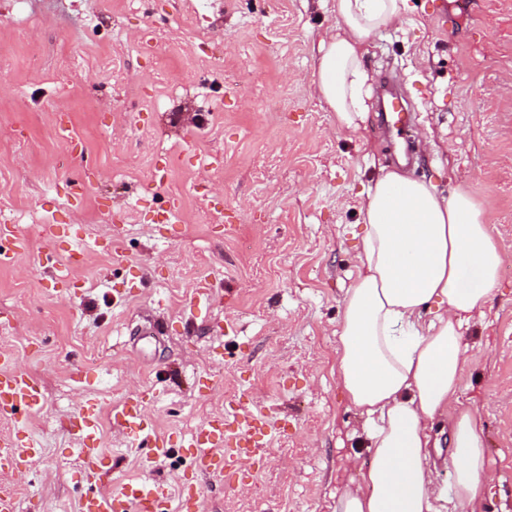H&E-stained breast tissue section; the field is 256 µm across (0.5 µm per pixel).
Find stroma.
I'll return each mask as SVG.
<instances>
[{"mask_svg":"<svg viewBox=\"0 0 512 512\" xmlns=\"http://www.w3.org/2000/svg\"><path fill=\"white\" fill-rule=\"evenodd\" d=\"M410 5L366 47L367 118L348 131L314 86L336 0H0V244L26 242L0 266V354L44 397L0 419L40 450L0 473L18 512H80L89 491L149 476L166 512L183 481L202 512H336L371 462L336 383L357 213L404 145L406 174L446 197L468 186L506 257L462 329V399L498 471L483 512H512V0ZM388 85L400 135L381 128ZM135 393L166 456L112 427ZM89 399L109 467L95 485L75 430ZM247 414L267 423L253 459L195 475L200 426Z\"/></svg>","mask_w":512,"mask_h":512,"instance_id":"35a3bbf8","label":"stroma"}]
</instances>
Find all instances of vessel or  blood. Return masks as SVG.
Wrapping results in <instances>:
<instances>
[{
	"label": "vessel or blood",
	"mask_w": 512,
	"mask_h": 512,
	"mask_svg": "<svg viewBox=\"0 0 512 512\" xmlns=\"http://www.w3.org/2000/svg\"><path fill=\"white\" fill-rule=\"evenodd\" d=\"M42 394L37 383L25 373L13 370L8 358L0 357V418L14 417L19 410L40 409ZM78 432L82 453L87 462V475L101 481L104 470L100 465L96 445L99 412L94 403H85L78 416ZM114 428L133 436L139 444L153 448L157 456L167 454L170 443L153 429L139 400L131 398L112 411ZM260 431L258 418L245 420L238 430H231L223 417L209 419L199 429L194 444V464L197 472L209 477L223 476L226 469L240 465L255 435ZM35 453L31 445L16 438L0 436V468L26 462ZM169 496L165 482L148 477L134 485H124L111 493L85 499L81 512H162Z\"/></svg>",
	"instance_id": "b4317fda"
}]
</instances>
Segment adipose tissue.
<instances>
[{
    "instance_id": "obj_1",
    "label": "adipose tissue",
    "mask_w": 512,
    "mask_h": 512,
    "mask_svg": "<svg viewBox=\"0 0 512 512\" xmlns=\"http://www.w3.org/2000/svg\"><path fill=\"white\" fill-rule=\"evenodd\" d=\"M409 0H336L335 32L317 47L316 88L338 127L366 118L363 49L402 23ZM361 264L343 301L336 376L365 418L372 454L346 484L336 512H481L495 473L475 412L460 399L467 363L462 328L482 312L505 256L467 188L381 169L360 209ZM449 421L454 485L430 464L434 427Z\"/></svg>"
}]
</instances>
